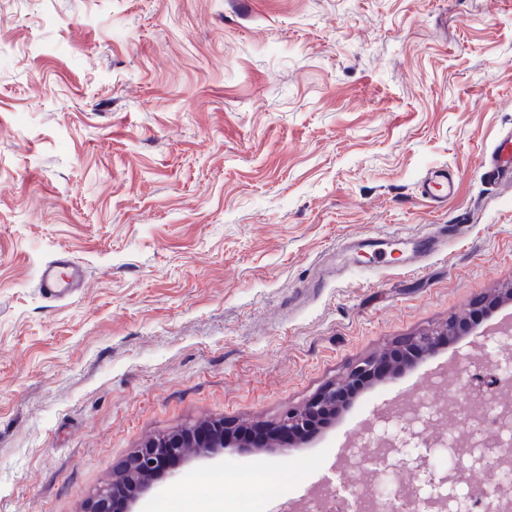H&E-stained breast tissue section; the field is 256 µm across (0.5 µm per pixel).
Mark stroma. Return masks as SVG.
<instances>
[{"label":"stroma","mask_w":512,"mask_h":512,"mask_svg":"<svg viewBox=\"0 0 512 512\" xmlns=\"http://www.w3.org/2000/svg\"><path fill=\"white\" fill-rule=\"evenodd\" d=\"M512 130V0H0V512H84L148 438L271 425L360 360L512 286V192L484 158ZM456 191L436 206L425 174ZM436 224L417 270L409 247ZM85 275L39 290L50 259ZM512 303L351 397L298 447L188 455L132 512L260 471L252 512L376 476L368 427L405 401L470 406ZM459 469L470 501L485 467ZM455 174L441 167L430 171L421 181V196L433 204L444 203L453 194Z\"/></svg>","instance_id":"stroma-1"}]
</instances>
